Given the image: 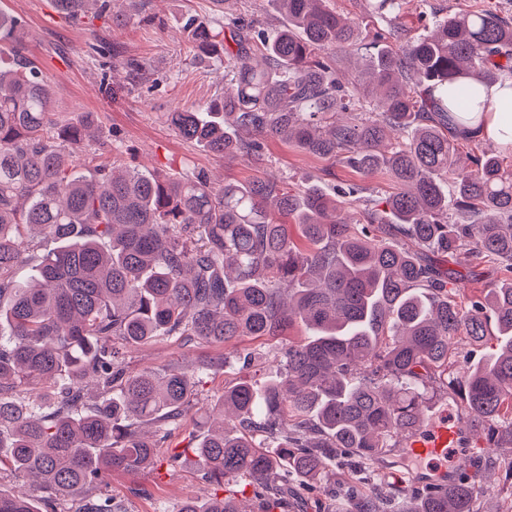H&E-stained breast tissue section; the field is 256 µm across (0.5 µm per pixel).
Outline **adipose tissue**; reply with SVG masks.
<instances>
[{
	"label": "adipose tissue",
	"mask_w": 512,
	"mask_h": 512,
	"mask_svg": "<svg viewBox=\"0 0 512 512\" xmlns=\"http://www.w3.org/2000/svg\"><path fill=\"white\" fill-rule=\"evenodd\" d=\"M487 103L480 112H459L455 118L472 136L512 152V85L496 84L481 93Z\"/></svg>",
	"instance_id": "adipose-tissue-1"
}]
</instances>
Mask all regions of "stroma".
<instances>
[{"label": "stroma", "instance_id": "1", "mask_svg": "<svg viewBox=\"0 0 512 512\" xmlns=\"http://www.w3.org/2000/svg\"><path fill=\"white\" fill-rule=\"evenodd\" d=\"M326 2L337 14L360 22L353 52L338 56L341 73L353 76L366 45L377 42L387 23L373 16L370 0ZM485 8L512 14V0H403L401 23L407 38L414 40L430 34L434 19ZM0 12L21 19L26 32L24 54L54 87L53 115L64 120L94 113L104 138L119 147V165L161 173L204 170L213 179L243 183L274 175L285 188L317 186L328 193L340 185L356 184L370 188L378 200L395 190L383 172L365 175L276 137L264 140L259 158L235 160L213 156L181 139L167 122L166 113L197 107L221 94L223 53L201 55L183 28L188 16H213L212 0H144L139 14L121 28L105 19L72 24L55 10L52 0H0ZM101 44L117 47V55L92 58L91 46ZM129 59L147 62V73L131 76L125 67ZM280 348L277 339L245 337L237 343L238 356L228 359L223 348L168 337L127 350V361L139 369L199 365L204 373L196 406L158 451L162 458L181 452L180 461L134 474H113L109 492L115 501L126 512H177L184 500L212 497L215 490L202 480L191 452L198 423L216 413L225 386L243 376L242 355L252 356L258 368L256 378L263 382L276 373ZM374 475L367 488L376 492L384 485L414 479L415 467L390 448Z\"/></svg>", "mask_w": 512, "mask_h": 512}]
</instances>
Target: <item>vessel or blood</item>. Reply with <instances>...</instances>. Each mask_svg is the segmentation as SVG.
I'll use <instances>...</instances> for the list:
<instances>
[{
  "instance_id": "vessel-or-blood-1",
  "label": "vessel or blood",
  "mask_w": 512,
  "mask_h": 512,
  "mask_svg": "<svg viewBox=\"0 0 512 512\" xmlns=\"http://www.w3.org/2000/svg\"><path fill=\"white\" fill-rule=\"evenodd\" d=\"M427 425L406 430L400 437L404 454L425 460V467L418 475L422 482L434 485H448L456 481L455 471L438 467L437 459L446 457L467 439L470 430L464 419L449 417L446 407L431 404L428 408Z\"/></svg>"
}]
</instances>
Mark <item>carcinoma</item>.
<instances>
[{
	"instance_id": "carcinoma-1",
	"label": "carcinoma",
	"mask_w": 512,
	"mask_h": 512,
	"mask_svg": "<svg viewBox=\"0 0 512 512\" xmlns=\"http://www.w3.org/2000/svg\"><path fill=\"white\" fill-rule=\"evenodd\" d=\"M73 21L122 27L140 0H54ZM213 0L216 17L185 30L203 53L224 50L222 101L170 112L179 136L224 159L257 157L261 140L364 174L384 170L397 190L364 224L342 218L369 204L366 188L303 195L270 176L217 184L203 171L149 173L98 165L84 172L88 114L51 117L54 89L16 50L0 64V449L3 467L29 479L0 490V512H124L108 493L114 471L159 461L154 422L180 427L193 407L194 373L133 370L123 348L155 337L227 346L243 337L307 336L280 352V377L224 389L219 421L203 423L193 452L205 481L254 487L259 512L303 500L331 473L351 488L348 512H384L387 497L349 483L400 435L423 423L434 385L461 404L487 447H512V169L497 151L458 154L450 112H475L480 87L512 79V18L462 11L406 40L399 0H376L395 46L365 56L344 84L330 51L357 44L360 24L325 0H272L274 31ZM22 24L0 13V44ZM30 285L15 282L37 242ZM466 254L501 278L476 297L436 258ZM461 341L489 348L462 374L448 372ZM96 383V401L83 384ZM486 488L461 476L411 496L408 512H474ZM178 512H249L235 495L188 500Z\"/></svg>"
}]
</instances>
